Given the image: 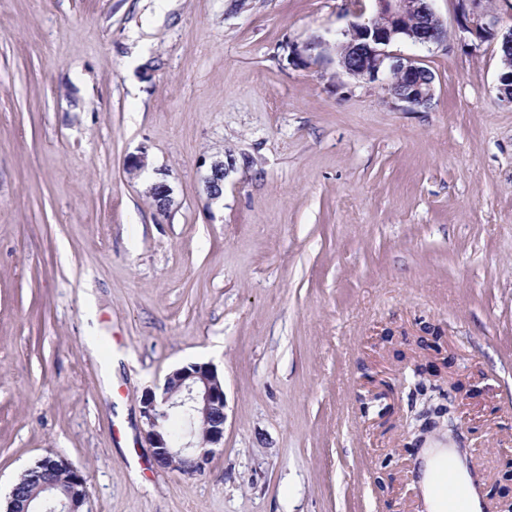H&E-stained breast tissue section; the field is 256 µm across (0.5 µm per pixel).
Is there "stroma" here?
<instances>
[{"mask_svg":"<svg viewBox=\"0 0 512 512\" xmlns=\"http://www.w3.org/2000/svg\"><path fill=\"white\" fill-rule=\"evenodd\" d=\"M432 6L447 42L394 46L436 75L409 112L318 45L371 0H0L1 504L51 452L92 512H424L418 454L455 448L489 512L512 448V106L496 45ZM191 362L227 420L186 476L154 464L140 408ZM417 370L462 383L459 428L415 431Z\"/></svg>","mask_w":512,"mask_h":512,"instance_id":"obj_1","label":"stroma"}]
</instances>
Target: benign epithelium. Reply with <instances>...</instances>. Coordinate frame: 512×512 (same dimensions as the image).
<instances>
[{"mask_svg":"<svg viewBox=\"0 0 512 512\" xmlns=\"http://www.w3.org/2000/svg\"><path fill=\"white\" fill-rule=\"evenodd\" d=\"M369 17L359 13L341 30L336 40V62L343 74L356 81L374 82L389 73L388 90L394 103L415 111L429 108L435 96V75L418 58L398 56L390 47L400 41L430 46L446 40L447 28L431 5V0H371ZM460 11L457 26L461 33L479 44L499 43V99L512 105V28L500 33L488 19L483 0H457ZM224 162L211 164L205 177L206 191L216 199L224 194ZM156 210L167 212L170 189L164 182L150 188ZM224 384L209 363H190L166 375L163 384L148 390L141 401L145 437L152 448L155 464L164 469L194 475L205 471L213 448L224 442ZM189 415L188 441L175 448L161 433L158 418L163 414ZM46 471L68 478L62 493L59 485L39 483ZM5 512H90L87 480L67 459L47 454L27 469L13 485Z\"/></svg>","mask_w":512,"mask_h":512,"instance_id":"benign-epithelium-1","label":"benign epithelium"}]
</instances>
